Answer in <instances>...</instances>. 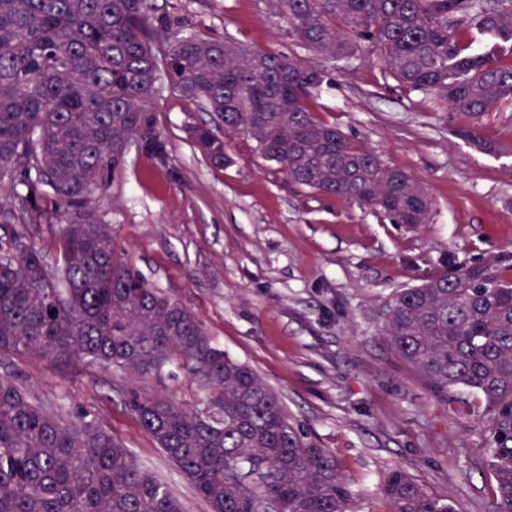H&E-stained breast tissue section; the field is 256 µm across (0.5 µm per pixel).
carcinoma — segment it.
Returning a JSON list of instances; mask_svg holds the SVG:
<instances>
[{
	"label": "carcinoma",
	"mask_w": 512,
	"mask_h": 512,
	"mask_svg": "<svg viewBox=\"0 0 512 512\" xmlns=\"http://www.w3.org/2000/svg\"><path fill=\"white\" fill-rule=\"evenodd\" d=\"M313 53L375 49L384 73L467 124L512 99V0H271ZM247 132L263 158L315 193L423 224L429 199L405 170L354 147L307 100L326 81L299 57L195 33L173 36L150 0H0V356L104 365L161 380L192 376V402L147 388L128 403L211 512H356L327 448L304 435L277 392L213 344L194 314L116 254L94 194L129 138L163 148L149 105L159 79ZM190 137L232 163L205 126ZM57 241L50 265L13 228ZM391 349L453 402L480 401L478 434L496 498L512 512V282L461 267L387 300ZM393 512H458L409 472L381 485ZM0 512H183L168 485L92 422L68 423L0 376Z\"/></svg>",
	"instance_id": "obj_1"
}]
</instances>
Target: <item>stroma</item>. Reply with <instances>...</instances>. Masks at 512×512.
Returning <instances> with one entry per match:
<instances>
[{"instance_id":"obj_1","label":"stroma","mask_w":512,"mask_h":512,"mask_svg":"<svg viewBox=\"0 0 512 512\" xmlns=\"http://www.w3.org/2000/svg\"><path fill=\"white\" fill-rule=\"evenodd\" d=\"M178 29L298 56L327 80L315 114L353 144L402 168L430 199L426 223L392 224L371 208L296 186L246 133H228L159 82L151 109L165 157L129 141L97 209L115 250L185 305L213 341L254 369L302 432L330 449L358 512H391L380 493L402 468L458 512H494L473 418L451 411L380 334L387 299L462 266L494 265L512 280V101L479 123L492 150L451 135L430 95L383 75L378 51L314 54L269 0H153ZM208 124L233 159L217 168L192 143ZM0 374L68 421L83 414L121 440L181 498L210 512L144 433L127 403L144 378L106 366L87 373L11 359Z\"/></svg>"}]
</instances>
